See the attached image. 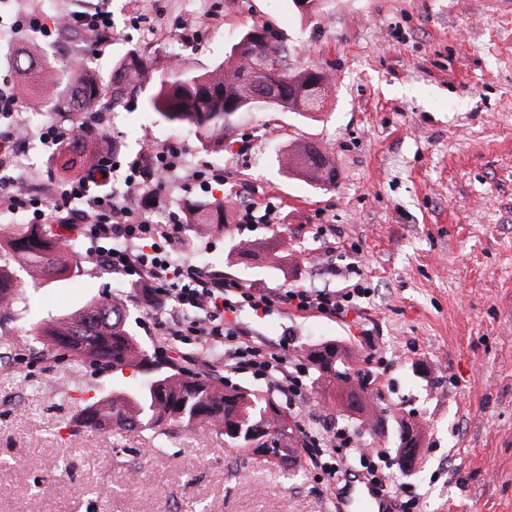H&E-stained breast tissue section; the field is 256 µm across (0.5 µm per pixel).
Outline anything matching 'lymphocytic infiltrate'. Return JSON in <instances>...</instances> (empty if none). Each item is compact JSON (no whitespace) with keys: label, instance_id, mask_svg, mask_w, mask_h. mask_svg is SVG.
<instances>
[{"label":"lymphocytic infiltrate","instance_id":"f902f5d3","mask_svg":"<svg viewBox=\"0 0 512 512\" xmlns=\"http://www.w3.org/2000/svg\"><path fill=\"white\" fill-rule=\"evenodd\" d=\"M149 163L133 161L125 179L131 197L120 196L109 179L111 155H103L84 178L59 191L65 200L85 201L82 210L69 212L66 221L84 225L97 242L99 264L125 278L139 298L161 307L173 316L180 335L195 336L224 346V372H249L267 381L286 409H294L307 391V371L300 358L289 357L290 339L259 345L237 327L232 316L240 308L269 312L280 308L314 312L327 318H343L370 290L355 282L336 290L302 286L261 289L245 280H230L202 271L181 258L179 227L154 224L148 211L160 205V194L169 173L177 167L176 157L166 148L148 146ZM353 439L345 428L327 426L306 433L303 451L313 466L335 474L340 465L334 457Z\"/></svg>","mask_w":512,"mask_h":512}]
</instances>
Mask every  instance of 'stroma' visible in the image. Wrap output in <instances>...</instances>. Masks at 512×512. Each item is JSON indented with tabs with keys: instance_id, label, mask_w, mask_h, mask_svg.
<instances>
[{
	"instance_id": "obj_1",
	"label": "stroma",
	"mask_w": 512,
	"mask_h": 512,
	"mask_svg": "<svg viewBox=\"0 0 512 512\" xmlns=\"http://www.w3.org/2000/svg\"><path fill=\"white\" fill-rule=\"evenodd\" d=\"M99 1L112 14L100 50L78 31L48 37L15 28L31 13L53 28ZM254 20L287 41L292 68L316 65L332 76L323 111L310 119L243 113L217 152L193 128H171L146 109L159 75L212 70ZM24 49L47 67L19 75ZM132 49L148 78L120 103L102 98L88 144H119L112 181L120 191L146 143L178 148L160 211L183 222L182 257L263 289L341 288L327 264L353 265L372 288L343 319L238 312L259 342L288 336L302 352L338 344L345 365L368 380L382 436L363 434L357 414L342 412L336 388L319 387L313 369L301 415L288 418L295 439L345 427L359 447L389 453L390 480L418 498L420 512H512V0H323L307 16L292 0H0V83L31 121L32 146L18 151L9 174L44 186L53 206L44 227L59 220L64 179L39 131L75 117L31 115L33 97L75 56L106 81ZM309 145L325 154L333 183L282 169L283 153ZM202 167L223 173V184L200 189L189 173ZM243 191L274 206V224L238 231ZM205 199L223 203L227 224H185L187 206ZM321 224L336 227L329 256L316 236ZM71 243L77 274L18 270V315L0 322V353L15 361L0 367V512H334L344 502L346 479L330 480L302 454L286 463L248 455L203 422L162 438L73 434L69 422L85 404L115 387L136 388L145 374L44 355L28 331L37 321L116 297L145 349L178 364L200 349L212 376L225 375L222 344L174 336L165 314L130 300L126 282L93 260L96 244L82 225ZM405 420L421 431L408 469L397 458Z\"/></svg>"
}]
</instances>
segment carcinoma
Returning <instances> with one entry per match:
<instances>
[{"mask_svg": "<svg viewBox=\"0 0 512 512\" xmlns=\"http://www.w3.org/2000/svg\"><path fill=\"white\" fill-rule=\"evenodd\" d=\"M248 30L255 33L254 38L234 43L224 65L204 73L170 74L159 81L146 106L175 127H192L201 142L211 146L224 141V130L243 112L274 110L304 115V103L292 96L291 88L320 100L327 98L326 85L306 90L322 73L320 68L290 69L288 45L277 31L257 21ZM272 72L281 73V83L270 88L266 101H254L253 92ZM141 77L142 62L134 53L117 64L107 86L80 68H70L63 74L64 94L57 95L45 84L37 104H46L49 113H88L105 92L117 102ZM311 155L310 151L286 155L281 165L287 170L321 172L323 162L311 161ZM225 218L223 208L201 202L191 208L188 223L222 224ZM4 248L19 258L18 266L44 277L71 273L76 260L62 254L35 226L9 240L1 238L0 250ZM17 296L12 267L0 263V315L13 312ZM30 332L46 351L61 352L76 362L120 371L127 367L152 370L137 389H114L84 407L77 426L89 433L114 426L161 432L200 421L212 425L232 448L279 461L294 453L293 431L284 411L264 393L218 384L207 375L177 366L155 369L154 357L126 328L121 303H92L70 317L40 323ZM308 359L325 383L349 377L341 351L333 343L311 350Z\"/></svg>", "mask_w": 512, "mask_h": 512, "instance_id": "obj_1", "label": "carcinoma"}]
</instances>
